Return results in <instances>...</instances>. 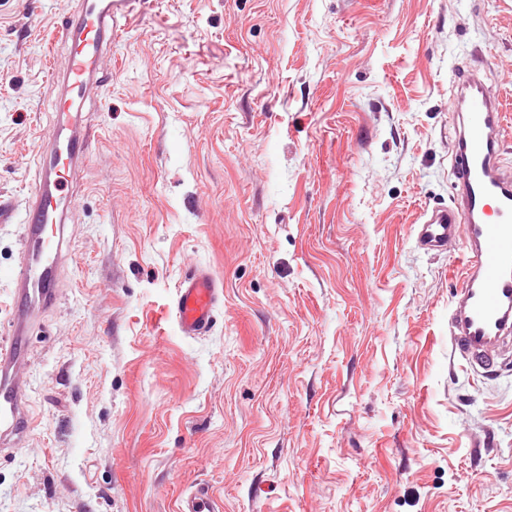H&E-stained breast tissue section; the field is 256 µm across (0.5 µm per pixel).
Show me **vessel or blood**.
<instances>
[{
  "label": "vessel or blood",
  "mask_w": 512,
  "mask_h": 512,
  "mask_svg": "<svg viewBox=\"0 0 512 512\" xmlns=\"http://www.w3.org/2000/svg\"><path fill=\"white\" fill-rule=\"evenodd\" d=\"M128 0H83L79 20L58 31L68 47L64 90L56 96V122L46 147L34 158L35 186L26 208L20 258L11 272V319L0 330V433L19 442L29 428L26 388L19 375L28 361V336L36 318L61 300L59 279L68 236L67 215L77 199L69 190L74 168L84 163L90 132L69 109L83 99L97 62L112 46V32L126 15ZM459 123L452 176L457 203L421 213L420 248L461 245L465 262L449 316L451 352L473 370H491L512 342V167L500 155L504 132L498 103L476 73L461 74L450 100ZM220 288L206 270L180 284L172 308L183 336L208 333ZM222 505L200 487L179 503L178 512H221Z\"/></svg>",
  "instance_id": "1"
}]
</instances>
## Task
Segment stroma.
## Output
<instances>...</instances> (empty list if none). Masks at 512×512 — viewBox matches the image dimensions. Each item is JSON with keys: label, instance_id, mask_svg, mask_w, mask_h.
<instances>
[{"label": "stroma", "instance_id": "35a3bbf8", "mask_svg": "<svg viewBox=\"0 0 512 512\" xmlns=\"http://www.w3.org/2000/svg\"><path fill=\"white\" fill-rule=\"evenodd\" d=\"M82 0H0V325ZM512 165V0H133L70 185L62 301L30 339L0 512H512V362L451 354L450 86ZM224 290L181 336L179 282ZM222 504L215 499L206 487H199L179 503V512H220Z\"/></svg>", "mask_w": 512, "mask_h": 512}]
</instances>
